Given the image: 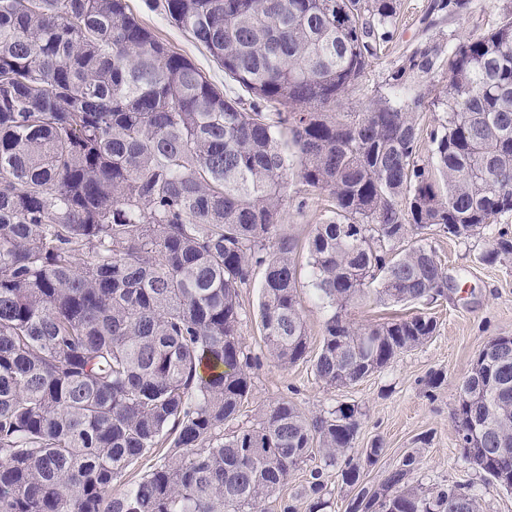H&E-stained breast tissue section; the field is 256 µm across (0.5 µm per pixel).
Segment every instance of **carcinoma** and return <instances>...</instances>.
Instances as JSON below:
<instances>
[{"label":"carcinoma","mask_w":512,"mask_h":512,"mask_svg":"<svg viewBox=\"0 0 512 512\" xmlns=\"http://www.w3.org/2000/svg\"><path fill=\"white\" fill-rule=\"evenodd\" d=\"M147 2L244 95L215 87L126 0H0V512H265L314 450L341 464L348 512H479L460 486H412L413 453L359 487L353 405L309 417L281 398L256 424H224L260 365L240 338L255 269L267 355L284 369L307 355L298 244L280 224L292 171L333 202L306 245L328 310L316 379L356 383L434 336L424 313L363 326L347 310L372 285L383 304L443 296L427 236L469 238L512 213V12L459 44L419 42L362 111L338 112L392 41L401 0ZM467 7L433 0L425 18ZM440 104L425 159L421 121ZM509 257L499 231L480 260ZM502 340L479 351L453 412L461 460L500 485ZM310 478L319 512L322 471Z\"/></svg>","instance_id":"carcinoma-1"}]
</instances>
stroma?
I'll return each instance as SVG.
<instances>
[{"label": "stroma", "instance_id": "stroma-1", "mask_svg": "<svg viewBox=\"0 0 512 512\" xmlns=\"http://www.w3.org/2000/svg\"><path fill=\"white\" fill-rule=\"evenodd\" d=\"M130 10L159 40L191 60L215 86H223L224 70L205 48L176 26L161 9L147 8L145 0H126ZM431 0H402L401 23L389 50L383 51L367 69L359 90L346 96L341 109L357 112L382 91L388 71L402 53L432 34H441L456 43L495 25L512 11V0H470L458 17L443 20L426 29L422 18ZM327 195L313 193L308 198L289 193L283 206V229L298 245H306L316 224L329 215ZM428 244L450 277L446 294L437 300L387 307L374 294L355 301L349 309L351 320L360 324L424 312L436 318L435 335L425 344L396 356L381 371L346 386L332 388L316 379L311 359L319 351L326 313L308 288H301L303 314L308 333V359L280 368L264 356L258 317L261 275H254L242 291L245 316L240 328L247 350L262 358L251 372L252 395L245 403L237 425H252L261 419L269 402L285 398L307 415L323 414L340 404L361 409V425L350 450L361 456L364 448L381 442L378 461L363 466L367 487L377 488L405 453H415L420 465L412 483L421 491L460 484L471 488L481 512H512V491L486 480L478 470L459 462L460 455L453 411L460 387L472 361L492 338L512 336V260L487 265L480 255L489 246L488 234L451 239L433 235ZM442 383L430 387L432 375ZM322 468L328 506L324 512H346L350 493L342 488L339 469L325 466L320 457L301 463L276 496L266 503L267 512H281V504L292 501L296 512H308L307 491L310 472Z\"/></svg>", "mask_w": 512, "mask_h": 512}]
</instances>
